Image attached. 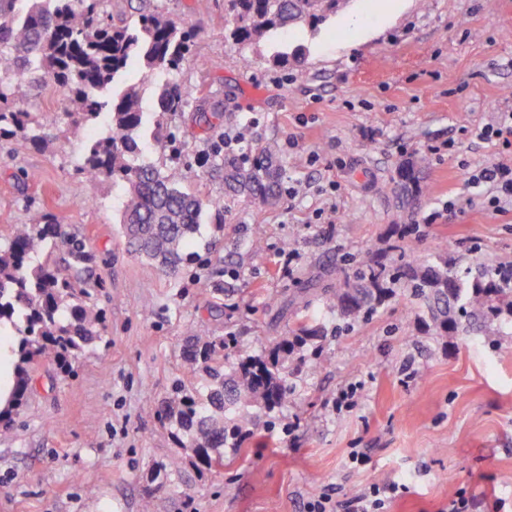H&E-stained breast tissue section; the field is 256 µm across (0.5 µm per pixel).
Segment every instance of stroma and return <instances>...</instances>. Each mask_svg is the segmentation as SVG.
Here are the masks:
<instances>
[{"label":"stroma","instance_id":"35a3bbf8","mask_svg":"<svg viewBox=\"0 0 512 512\" xmlns=\"http://www.w3.org/2000/svg\"><path fill=\"white\" fill-rule=\"evenodd\" d=\"M146 3L195 38L177 74L188 94L170 119L177 151L154 140L155 87L142 89L144 159L179 165L186 187L220 207L195 238L201 264L166 274L127 252L121 186L78 171L95 125L58 122L39 146L0 140V243L41 218L79 232L106 327L73 374L48 359L32 366L33 391L13 424L0 422V512H305L322 494L343 501L385 481L407 486L388 512H442L462 488L480 512H512V318L441 338L400 288L340 334L323 301L293 302L354 277L370 253L395 265L439 245L465 282L512 263V204L492 212L491 186L470 181L512 161V149L470 134L512 112V0H350L318 30L244 50L229 36L227 0L205 10L197 0L102 7L132 21ZM287 44L305 46L301 64L273 63ZM202 100L224 105L216 134L197 120ZM244 127L251 145L274 144L286 169L276 207L225 197L207 174L213 139ZM419 158L421 189L399 205L398 170ZM449 200L456 207L443 212ZM404 224L421 231L399 238ZM285 249L299 255L290 274L276 262ZM306 317L325 331L323 366L303 351L290 364L287 406L260 412L250 446L225 449L223 470L192 466L155 413L176 382L202 380L182 357L188 325L235 336L233 363L266 355ZM354 384L360 405L337 412V393ZM354 448L364 463L350 461ZM173 459L181 466L168 480H151Z\"/></svg>","mask_w":512,"mask_h":512}]
</instances>
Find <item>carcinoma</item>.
Here are the masks:
<instances>
[{
  "instance_id": "1",
  "label": "carcinoma",
  "mask_w": 512,
  "mask_h": 512,
  "mask_svg": "<svg viewBox=\"0 0 512 512\" xmlns=\"http://www.w3.org/2000/svg\"><path fill=\"white\" fill-rule=\"evenodd\" d=\"M15 20L16 0H0V63L13 73L7 86L0 83V137H20L37 144L42 128L56 118L23 112L14 103L28 97L31 87L52 79L76 96L81 111L67 112L71 124L108 115L107 130L85 147L79 172L126 185L123 211L128 250L174 273L196 259L192 251L203 213L219 204L182 186L181 169L159 168L142 160L140 130L144 124L140 84L158 73L167 75L157 93L159 112L183 110L186 95L173 80L189 53L192 34L172 19L143 12L129 25L116 26L101 10V0H27ZM231 32L235 44L249 48L267 36L300 25L313 29L342 10L350 0H230ZM303 46L278 51L273 63L300 61ZM282 166L275 148L267 145L249 157L211 147L210 173L224 184V196L244 198L275 207L281 198ZM421 163L411 161L399 171L392 193L405 201L416 191ZM65 249L64 267L54 259ZM93 260L81 236L61 224H17L0 244V325L16 333V361L11 407L0 411V421L11 419L32 389L28 366L38 358L54 359L62 374L74 372L81 356L104 335L93 292L80 273ZM411 290L431 315L434 334L446 336L458 329L453 316L460 298L473 320L489 322L512 317V295L480 274L472 283L459 281L448 268V258L412 257L386 265L370 256L357 276L327 287L317 299L336 309L342 319H364L395 294L397 286ZM323 337L318 327L298 323L278 338L268 355L247 356L224 369V350L232 336L192 327L184 344L186 360L203 367L205 394L177 383L173 397L157 410L172 435L190 450L189 462L198 469L224 465V446L242 448L254 436L256 413L288 404V362L309 341Z\"/></svg>"
}]
</instances>
